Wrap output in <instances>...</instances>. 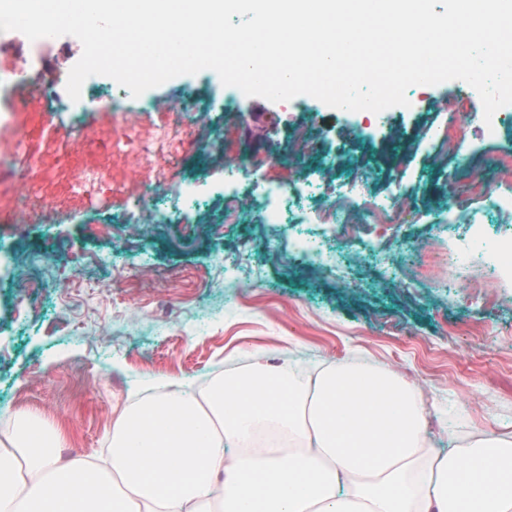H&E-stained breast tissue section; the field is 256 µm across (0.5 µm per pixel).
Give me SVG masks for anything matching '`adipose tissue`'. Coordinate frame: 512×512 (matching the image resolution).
<instances>
[{"instance_id": "1", "label": "adipose tissue", "mask_w": 512, "mask_h": 512, "mask_svg": "<svg viewBox=\"0 0 512 512\" xmlns=\"http://www.w3.org/2000/svg\"><path fill=\"white\" fill-rule=\"evenodd\" d=\"M393 371L253 360L197 394L126 407L109 470L60 461V436L16 417L0 444V512H512V432L449 434Z\"/></svg>"}]
</instances>
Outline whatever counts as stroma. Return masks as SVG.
Instances as JSON below:
<instances>
[{
  "instance_id": "35a3bbf8",
  "label": "stroma",
  "mask_w": 512,
  "mask_h": 512,
  "mask_svg": "<svg viewBox=\"0 0 512 512\" xmlns=\"http://www.w3.org/2000/svg\"><path fill=\"white\" fill-rule=\"evenodd\" d=\"M462 87H410L409 106L376 114L367 128L362 114L309 95L270 104L256 122L251 98L214 70L181 75L125 102L147 132L168 120L163 101H213L194 130L202 150L162 175L117 150L81 152L76 124L61 112L33 104L0 122V158L25 171L0 207L34 194L69 198L56 223H0V244L45 259L29 272L0 269V436L13 416L36 414L61 433L62 458L104 465L112 424L136 385L194 387L252 355L271 365L291 356L315 364L357 358L399 373L434 403L428 429L439 450L452 431H512V271L501 263L512 256V122H485L459 99L439 106L444 92ZM305 127L313 134L306 153L276 161ZM449 128L466 159L456 169L435 159L434 142ZM21 131L28 150L19 154ZM228 153L249 156L256 168L238 179L247 215L230 224ZM491 156L502 163L490 175ZM87 166L112 178L99 209L67 193L72 171ZM306 173L358 178L370 196H395L390 240L358 247L355 230L338 224L326 246L339 269L292 258L254 222L253 183L287 188ZM157 183L170 194L192 188L197 201L167 223L129 230L135 199ZM462 199L481 225L445 223ZM496 199L507 211L493 207ZM105 223L111 235L91 234ZM461 244L462 268L423 265V256Z\"/></svg>"
}]
</instances>
